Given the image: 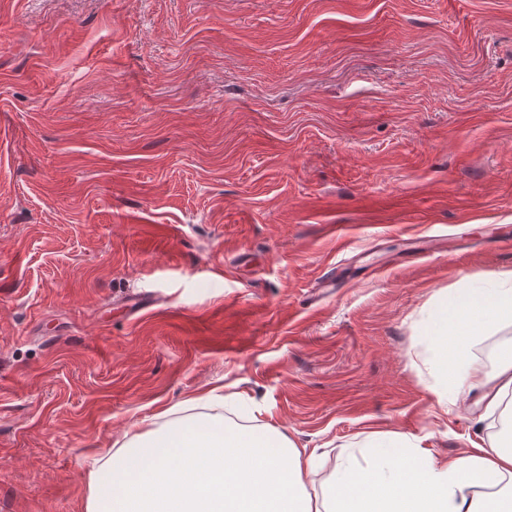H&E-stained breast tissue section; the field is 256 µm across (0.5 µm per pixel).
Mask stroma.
<instances>
[{"mask_svg": "<svg viewBox=\"0 0 512 512\" xmlns=\"http://www.w3.org/2000/svg\"><path fill=\"white\" fill-rule=\"evenodd\" d=\"M512 268V0H0V512L210 390L322 491L438 402L428 314Z\"/></svg>", "mask_w": 512, "mask_h": 512, "instance_id": "stroma-1", "label": "stroma"}]
</instances>
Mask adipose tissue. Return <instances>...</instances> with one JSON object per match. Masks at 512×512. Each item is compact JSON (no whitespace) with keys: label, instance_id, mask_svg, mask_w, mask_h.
I'll return each instance as SVG.
<instances>
[{"label":"adipose tissue","instance_id":"adipose-tissue-1","mask_svg":"<svg viewBox=\"0 0 512 512\" xmlns=\"http://www.w3.org/2000/svg\"><path fill=\"white\" fill-rule=\"evenodd\" d=\"M490 280L449 293L428 327L432 368L448 385L440 404L479 391L475 423L499 417L505 437L441 458L401 435H373L341 458L318 499L306 486L313 458L277 428L200 415L141 430L96 457L86 512H512V353L490 372L472 353L477 337L512 326V270Z\"/></svg>","mask_w":512,"mask_h":512}]
</instances>
